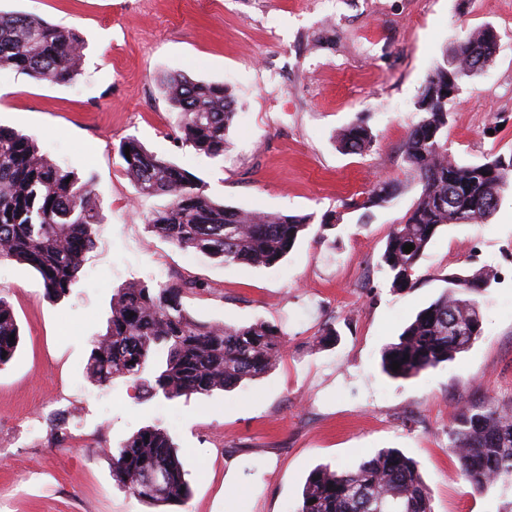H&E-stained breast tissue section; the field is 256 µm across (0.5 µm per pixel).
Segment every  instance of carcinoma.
<instances>
[{
    "label": "carcinoma",
    "instance_id": "1",
    "mask_svg": "<svg viewBox=\"0 0 512 512\" xmlns=\"http://www.w3.org/2000/svg\"><path fill=\"white\" fill-rule=\"evenodd\" d=\"M496 44L491 27L465 36L454 57L431 71L416 102L419 120L410 128L401 159L420 186L413 206L388 235L379 267L391 288L404 291L419 282L424 252L446 227L486 223L500 194L509 187L512 154L480 163H460L448 153V102L464 78L479 76ZM84 44L75 32L41 18L0 11V69L11 68L38 81L67 85L81 75ZM454 82H448V73ZM161 89L178 112V139L213 157L224 154L238 112L222 83L167 74ZM374 136L363 123L338 133L343 152L362 153ZM124 159L136 192L169 197L148 224L173 246L193 250L223 264L271 267L294 247L314 216L268 214L226 205L211 198L188 170L126 138ZM402 192L398 182H379L352 206L385 207ZM102 223L93 184L81 180L43 153L36 141L0 126V260L29 265L40 275L46 295L69 294L84 256L95 246L94 226ZM414 250L404 252L405 245ZM497 274L477 269L447 275V286L420 309L381 353V369L392 378L410 379L453 361L482 334L458 336L454 324L475 315L478 297ZM202 288L188 280L161 285L130 283L115 289L106 332L92 349L87 373L97 386L118 378L137 383L143 399L209 395L231 391L245 380L267 374L285 355L284 333L264 322L216 324L195 319L182 298ZM15 335V342L9 336ZM20 343L12 306L0 295V366ZM400 363L399 370L392 362ZM449 448L464 479L484 493L512 489V409L486 404L459 410L448 432ZM112 477L153 504L179 505L188 498L177 447L168 432L148 425L125 440L112 456ZM315 503H309V500ZM297 512H433L416 463L397 448H381L350 467L319 466L308 475Z\"/></svg>",
    "mask_w": 512,
    "mask_h": 512
}]
</instances>
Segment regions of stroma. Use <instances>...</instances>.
<instances>
[{
	"mask_svg": "<svg viewBox=\"0 0 512 512\" xmlns=\"http://www.w3.org/2000/svg\"><path fill=\"white\" fill-rule=\"evenodd\" d=\"M0 10L82 36L72 84L0 70V125L91 180L103 216L62 300L46 297L28 265L0 262V294L22 335L0 367V512H165L112 477L113 453L148 424L180 448L190 495L174 512H296L313 469L381 448L417 463L434 512H498L499 492H475L462 477L448 431L460 408L512 406V191L488 223L442 231L415 288L393 291L377 262L420 192L400 160L415 102L446 50L488 25L495 51L448 104V149L462 162L512 152V0H0ZM176 72L228 86L238 120L223 155L177 142L160 88ZM360 120L373 147L342 152L336 133ZM128 137L217 201L316 223L272 267L179 249L147 223L168 199L137 194L119 151ZM381 181L404 190L371 213L350 209ZM322 217L335 228L320 229ZM481 267L498 280L480 299L483 333L471 349L412 379L383 373V347L446 276ZM185 279L204 285L183 299L192 316L275 325L283 359L207 396L144 403L131 380L92 384L87 362L113 289ZM326 327L337 340L323 345Z\"/></svg>",
	"mask_w": 512,
	"mask_h": 512,
	"instance_id": "stroma-1",
	"label": "stroma"
}]
</instances>
